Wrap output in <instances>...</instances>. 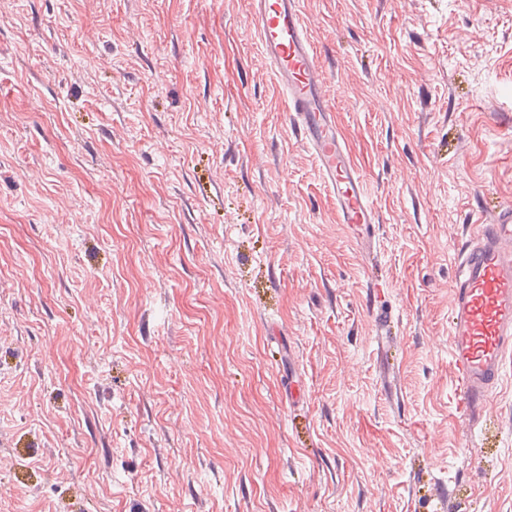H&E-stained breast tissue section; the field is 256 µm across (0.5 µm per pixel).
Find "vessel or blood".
<instances>
[{"instance_id": "vessel-or-blood-1", "label": "vessel or blood", "mask_w": 512, "mask_h": 512, "mask_svg": "<svg viewBox=\"0 0 512 512\" xmlns=\"http://www.w3.org/2000/svg\"><path fill=\"white\" fill-rule=\"evenodd\" d=\"M250 24L285 96L289 118L332 193L340 223L371 244L376 211L325 94L300 0H253ZM448 354L457 411L477 425L512 355V202L478 225L457 255L450 290Z\"/></svg>"}]
</instances>
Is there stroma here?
I'll return each mask as SVG.
<instances>
[{"label":"stroma","instance_id":"1","mask_svg":"<svg viewBox=\"0 0 512 512\" xmlns=\"http://www.w3.org/2000/svg\"><path fill=\"white\" fill-rule=\"evenodd\" d=\"M300 2L367 261L251 0H0V512H512V363L472 427L448 356L512 0Z\"/></svg>","mask_w":512,"mask_h":512}]
</instances>
